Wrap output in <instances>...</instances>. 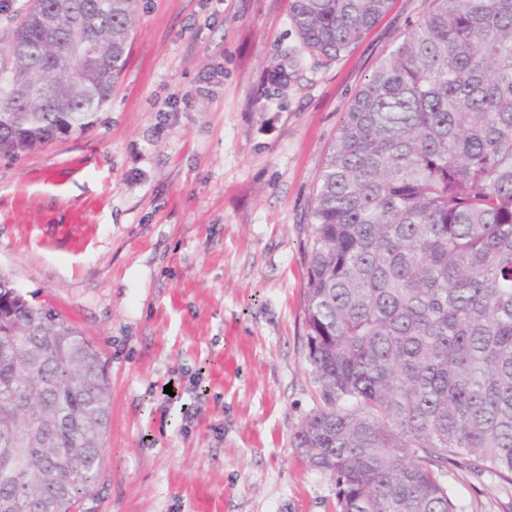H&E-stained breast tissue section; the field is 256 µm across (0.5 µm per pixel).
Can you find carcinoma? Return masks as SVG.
Returning <instances> with one entry per match:
<instances>
[{"instance_id":"carcinoma-1","label":"carcinoma","mask_w":512,"mask_h":512,"mask_svg":"<svg viewBox=\"0 0 512 512\" xmlns=\"http://www.w3.org/2000/svg\"><path fill=\"white\" fill-rule=\"evenodd\" d=\"M138 0H33L0 58V156L93 126ZM391 0H291L340 58ZM431 8L356 94L311 209L308 361L323 406L293 433L341 512H464L443 465L512 485V0ZM83 43L73 59L45 41ZM96 18L92 32L72 15ZM110 421L102 354L0 275V512H83Z\"/></svg>"}]
</instances>
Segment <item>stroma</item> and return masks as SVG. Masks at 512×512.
Returning <instances> with one entry per match:
<instances>
[{
    "mask_svg": "<svg viewBox=\"0 0 512 512\" xmlns=\"http://www.w3.org/2000/svg\"><path fill=\"white\" fill-rule=\"evenodd\" d=\"M428 9L392 0L326 62L290 0H139L97 123L0 157V273L97 344L109 377L86 512H338L291 444L321 405L310 211L354 96ZM444 480L465 512H512V486L460 464Z\"/></svg>",
    "mask_w": 512,
    "mask_h": 512,
    "instance_id": "1",
    "label": "stroma"
}]
</instances>
